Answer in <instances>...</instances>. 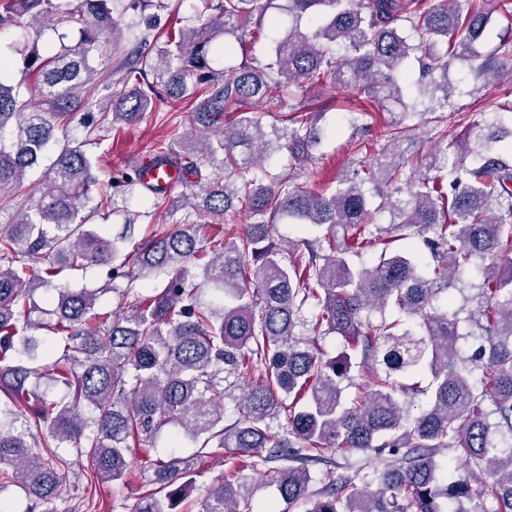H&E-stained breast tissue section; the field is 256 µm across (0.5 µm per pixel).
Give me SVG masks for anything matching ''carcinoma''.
Masks as SVG:
<instances>
[{"label": "carcinoma", "instance_id": "1", "mask_svg": "<svg viewBox=\"0 0 512 512\" xmlns=\"http://www.w3.org/2000/svg\"><path fill=\"white\" fill-rule=\"evenodd\" d=\"M204 18L167 34L155 52L124 57L110 98L94 99L90 56L116 46L108 0H0V31L40 32L45 21L78 25L79 39L43 52L38 43L0 46L24 56L34 83L0 72V212L20 196L18 217L0 225V488L20 484L32 504L50 505L72 447L95 479L126 482L132 449L150 459V488L136 512H175L193 491L205 457L230 461L207 488L202 512H253L244 493L249 469L266 470L280 498L304 512H512V129L481 118L462 137L411 162L397 146L402 124L420 113L405 107L385 131L387 147L332 193L286 181L265 183L272 151L308 165L310 130L302 107L272 116L251 106L283 86L323 82L364 95L348 120L371 116L364 101L402 102L406 64L421 62L422 94L452 110L466 87L449 70L490 46L494 3L477 0H201ZM274 9L289 27L271 36V60L217 71L210 59L243 43L248 23ZM407 23L404 34L398 22ZM277 73L280 81L271 80ZM27 85L29 96L20 93ZM190 103L183 138L155 161L195 186V213L253 222L233 237L201 239L189 218L123 253L92 229L116 193L145 189L159 213L170 193L143 183L138 169L100 178L101 159L86 141L59 143L55 129L85 109L91 136L104 124H133L152 110L156 87ZM237 113L231 121L225 115ZM451 151L446 176L440 155ZM53 152L35 189L28 174ZM389 213L382 226L368 209L365 184ZM323 233L293 244L284 257L278 221ZM418 239L434 262L388 250ZM382 247L371 264L352 258ZM204 256L201 282L185 286L186 264ZM39 264L28 266L27 260ZM105 266L107 282L165 275L167 284L128 315L100 313L96 293L58 286L48 321H37L34 294L62 270ZM481 278L478 309L460 327L462 276ZM33 330L52 341L45 362ZM335 333L334 358L303 341ZM365 378L343 398L352 370ZM238 417L224 424V399L237 389ZM286 426L273 428L280 413ZM167 426L192 437L191 455L151 458ZM371 455L372 473L350 461ZM329 467L314 476L316 465ZM318 483L320 487L313 488Z\"/></svg>", "mask_w": 512, "mask_h": 512}]
</instances>
